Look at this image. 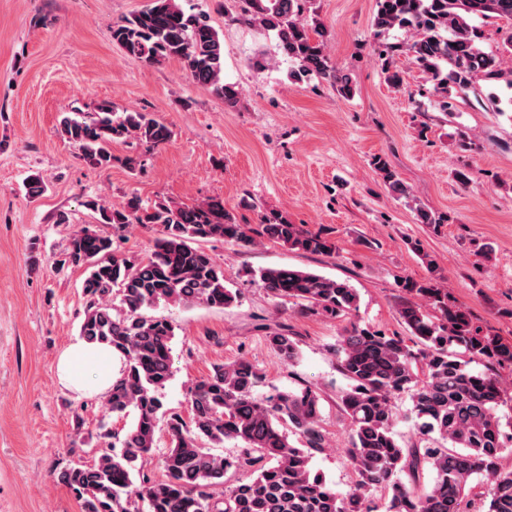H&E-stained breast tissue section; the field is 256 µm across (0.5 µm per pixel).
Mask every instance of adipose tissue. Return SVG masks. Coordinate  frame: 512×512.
Returning <instances> with one entry per match:
<instances>
[{"mask_svg": "<svg viewBox=\"0 0 512 512\" xmlns=\"http://www.w3.org/2000/svg\"><path fill=\"white\" fill-rule=\"evenodd\" d=\"M121 370V360L111 347L79 339L58 359V375L68 389L81 394L107 395Z\"/></svg>", "mask_w": 512, "mask_h": 512, "instance_id": "obj_1", "label": "adipose tissue"}]
</instances>
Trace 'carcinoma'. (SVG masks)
Instances as JSON below:
<instances>
[{
    "instance_id": "carcinoma-1",
    "label": "carcinoma",
    "mask_w": 512,
    "mask_h": 512,
    "mask_svg": "<svg viewBox=\"0 0 512 512\" xmlns=\"http://www.w3.org/2000/svg\"><path fill=\"white\" fill-rule=\"evenodd\" d=\"M303 0H241L238 20L276 32L283 55L297 64V74L330 81L349 98V74L336 70L324 41L312 37ZM512 19V0H377L372 19L376 34L396 27L417 32L410 44L385 45L383 73L398 85L395 55L408 51L436 81L448 108V88L468 87L480 76L512 86V35L487 51L477 19ZM112 42L135 60L161 65L181 61L193 82L212 88L235 108L242 91L224 83V43L205 17L188 14L181 0H150L144 9L112 26ZM61 134L82 156L100 168L112 166V143L135 139L158 146L173 131L143 112L114 111L103 101L91 111L62 118ZM374 165L390 193L410 196L387 162ZM104 224H152L159 227L150 254L142 259L116 252L113 241L88 227L77 230L64 262L83 267L87 298L80 335L107 344L123 360L120 377L106 397L107 412L133 414L120 435L101 422L97 436L109 448L90 464L74 462L57 480L79 502L81 512H465L462 503L478 497V512H512V471L500 466L512 435V387L503 378L474 365L512 366V344L482 334L467 309L448 303L433 282L406 280L410 295L399 309L407 336L388 335L352 324L334 354L349 381L339 395L351 424L346 457L354 474L348 493L340 495L313 470L314 454L325 449L320 425L321 397L312 387L256 395L261 376L247 360L217 363L191 386L189 417L165 408L164 390L174 375L175 328L165 317L148 313L164 303L202 304L223 309L238 302L226 286L224 267L197 243L232 241L247 247L260 237L291 250L312 254L333 251L319 233L301 229L277 212L258 228L237 223L218 199L192 206L159 200L150 206L137 196L110 209L90 200ZM258 280L273 297L293 301L307 311L344 318L357 311L359 296L347 281L290 267L263 268ZM284 362L299 355L288 329L267 336ZM408 395L409 419L420 439L405 446L396 439L398 415L392 399ZM165 423L169 447L158 463L166 478L153 477L150 465L159 424ZM296 441L289 440V435ZM232 442L235 456L214 448ZM248 473L228 484L229 473ZM430 474L421 483L424 473ZM482 491L474 492V477Z\"/></svg>"
}]
</instances>
